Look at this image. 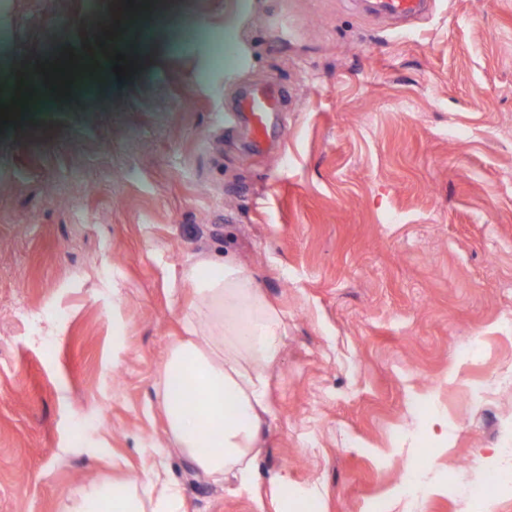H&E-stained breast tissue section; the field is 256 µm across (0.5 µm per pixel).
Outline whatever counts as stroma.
<instances>
[{
    "label": "stroma",
    "mask_w": 512,
    "mask_h": 512,
    "mask_svg": "<svg viewBox=\"0 0 512 512\" xmlns=\"http://www.w3.org/2000/svg\"><path fill=\"white\" fill-rule=\"evenodd\" d=\"M125 21L106 39L114 18ZM130 72L117 78L112 54ZM76 56L69 95L21 60ZM283 96L263 147L242 93ZM0 512L165 466L189 512H512V0H0ZM232 259L285 316L257 475L166 452L155 383ZM481 344H474V337ZM428 0H376V12L392 19L409 21L423 15L429 7Z\"/></svg>",
    "instance_id": "obj_1"
}]
</instances>
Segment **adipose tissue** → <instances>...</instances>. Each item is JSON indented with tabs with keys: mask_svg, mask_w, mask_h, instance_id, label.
Returning a JSON list of instances; mask_svg holds the SVG:
<instances>
[{
	"mask_svg": "<svg viewBox=\"0 0 512 512\" xmlns=\"http://www.w3.org/2000/svg\"><path fill=\"white\" fill-rule=\"evenodd\" d=\"M197 303L186 335L173 339L156 382L169 448L198 474L235 489L254 479L267 406L266 370L280 356L287 323L255 278L230 260L183 271ZM64 512H187L166 470L149 484L116 479L81 489Z\"/></svg>",
	"mask_w": 512,
	"mask_h": 512,
	"instance_id": "ef3b65f1",
	"label": "adipose tissue"
}]
</instances>
